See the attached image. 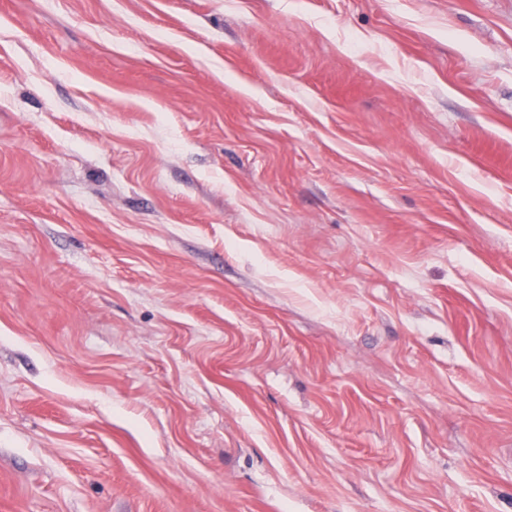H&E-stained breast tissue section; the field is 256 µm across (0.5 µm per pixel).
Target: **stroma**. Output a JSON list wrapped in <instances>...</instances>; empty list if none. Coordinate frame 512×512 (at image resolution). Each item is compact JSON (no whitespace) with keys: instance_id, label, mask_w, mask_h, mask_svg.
I'll list each match as a JSON object with an SVG mask.
<instances>
[{"instance_id":"1","label":"stroma","mask_w":512,"mask_h":512,"mask_svg":"<svg viewBox=\"0 0 512 512\" xmlns=\"http://www.w3.org/2000/svg\"><path fill=\"white\" fill-rule=\"evenodd\" d=\"M0 512H512V0H0Z\"/></svg>"}]
</instances>
